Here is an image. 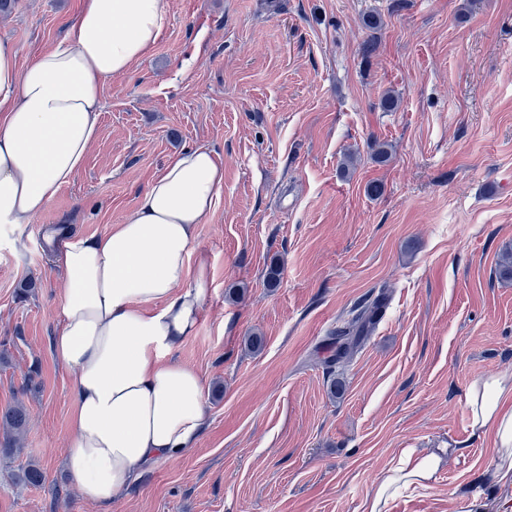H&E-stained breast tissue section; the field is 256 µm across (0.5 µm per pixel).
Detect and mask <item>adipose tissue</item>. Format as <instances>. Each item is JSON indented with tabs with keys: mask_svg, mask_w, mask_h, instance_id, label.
<instances>
[{
	"mask_svg": "<svg viewBox=\"0 0 512 512\" xmlns=\"http://www.w3.org/2000/svg\"><path fill=\"white\" fill-rule=\"evenodd\" d=\"M166 25L165 0H83L69 34L27 66L0 41V224L29 223L70 182L97 136L105 84ZM223 185L212 151L186 149L105 235L44 236L66 281L53 349L73 374L67 461L89 502L123 498L149 465L191 448L206 420L200 375L172 354L202 320L209 263L194 251L195 230ZM467 403L472 433L493 438L495 474L511 481L512 375L475 380ZM439 465L402 449L364 512L429 486Z\"/></svg>",
	"mask_w": 512,
	"mask_h": 512,
	"instance_id": "ef3b65f1",
	"label": "adipose tissue"
}]
</instances>
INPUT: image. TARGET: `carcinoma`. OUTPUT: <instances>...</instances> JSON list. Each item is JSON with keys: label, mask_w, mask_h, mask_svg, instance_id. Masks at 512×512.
Returning <instances> with one entry per match:
<instances>
[{"label": "carcinoma", "mask_w": 512, "mask_h": 512, "mask_svg": "<svg viewBox=\"0 0 512 512\" xmlns=\"http://www.w3.org/2000/svg\"><path fill=\"white\" fill-rule=\"evenodd\" d=\"M385 293L380 292L367 302L355 305L351 317L336 328L331 337L332 354L325 361V370L329 378V390L334 394L342 388V378L345 368L353 360L364 338L370 333L376 323L377 315L383 307ZM29 422L26 406L17 402L3 416L5 431L3 436V451L13 454L19 450L21 437Z\"/></svg>", "instance_id": "cac0c4a2"}]
</instances>
